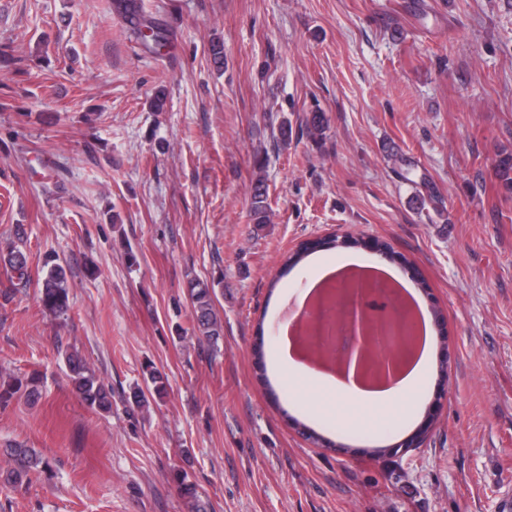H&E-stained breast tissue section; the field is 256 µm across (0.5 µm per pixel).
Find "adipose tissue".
I'll return each instance as SVG.
<instances>
[{
	"instance_id": "ef3b65f1",
	"label": "adipose tissue",
	"mask_w": 512,
	"mask_h": 512,
	"mask_svg": "<svg viewBox=\"0 0 512 512\" xmlns=\"http://www.w3.org/2000/svg\"><path fill=\"white\" fill-rule=\"evenodd\" d=\"M280 366L288 367L299 379L313 385L321 397L348 410V422L355 427L383 425L397 416H409L417 392L430 370V351L422 349L417 362L389 383L358 384L341 376L326 375L280 353Z\"/></svg>"
}]
</instances>
